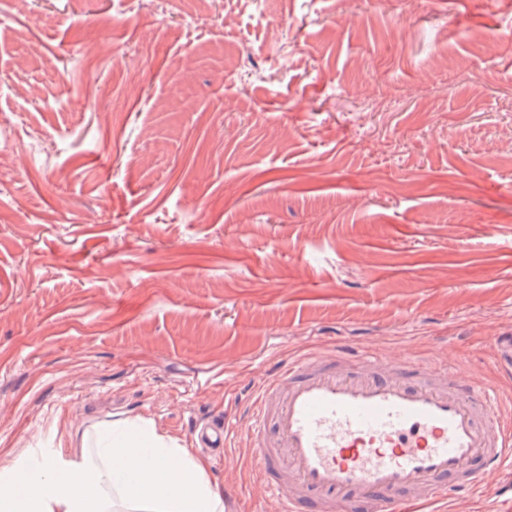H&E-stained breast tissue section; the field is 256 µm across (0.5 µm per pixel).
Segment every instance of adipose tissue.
Listing matches in <instances>:
<instances>
[{"label": "adipose tissue", "instance_id": "1", "mask_svg": "<svg viewBox=\"0 0 512 512\" xmlns=\"http://www.w3.org/2000/svg\"><path fill=\"white\" fill-rule=\"evenodd\" d=\"M42 478L0 475V512H112L114 500L143 512H224V498L207 462L168 443L137 421L107 445L44 461Z\"/></svg>", "mask_w": 512, "mask_h": 512}]
</instances>
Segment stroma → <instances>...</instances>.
<instances>
[{"mask_svg":"<svg viewBox=\"0 0 512 512\" xmlns=\"http://www.w3.org/2000/svg\"><path fill=\"white\" fill-rule=\"evenodd\" d=\"M512 0H0V474L191 448L288 357L512 398ZM231 434L224 512H279ZM440 512H512V470Z\"/></svg>","mask_w":512,"mask_h":512,"instance_id":"stroma-1","label":"stroma"}]
</instances>
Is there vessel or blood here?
<instances>
[{"instance_id":"vessel-or-blood-1","label":"vessel or blood","mask_w":512,"mask_h":512,"mask_svg":"<svg viewBox=\"0 0 512 512\" xmlns=\"http://www.w3.org/2000/svg\"><path fill=\"white\" fill-rule=\"evenodd\" d=\"M230 432L197 423L195 445ZM246 445L280 512H411L512 465V421L454 366L339 346L266 375Z\"/></svg>"}]
</instances>
